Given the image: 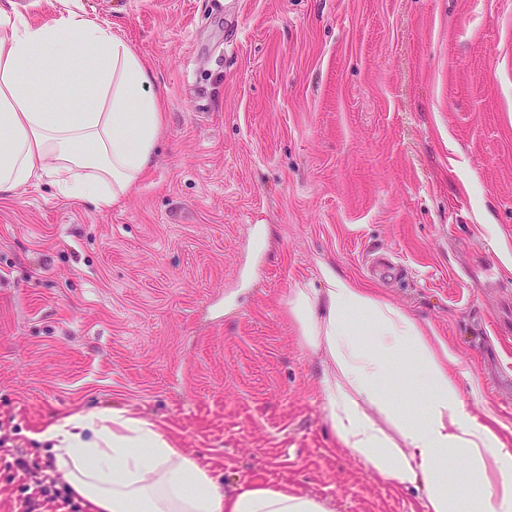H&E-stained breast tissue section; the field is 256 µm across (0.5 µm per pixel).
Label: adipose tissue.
Returning a JSON list of instances; mask_svg holds the SVG:
<instances>
[{"label":"adipose tissue","instance_id":"obj_1","mask_svg":"<svg viewBox=\"0 0 512 512\" xmlns=\"http://www.w3.org/2000/svg\"><path fill=\"white\" fill-rule=\"evenodd\" d=\"M163 94L108 26L71 12L41 23L0 6V197L49 180L65 197L111 205L151 168ZM322 286L289 302L325 365V420L383 484L418 490L425 512H512V449L471 414L457 359L401 309L320 265ZM406 385L419 405L393 397ZM90 512H329L283 488L225 494L220 475L147 420L78 412L40 436ZM466 479L448 476L449 463Z\"/></svg>","mask_w":512,"mask_h":512}]
</instances>
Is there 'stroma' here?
Returning a JSON list of instances; mask_svg holds the SVG:
<instances>
[{"instance_id":"35a3bbf8","label":"stroma","mask_w":512,"mask_h":512,"mask_svg":"<svg viewBox=\"0 0 512 512\" xmlns=\"http://www.w3.org/2000/svg\"><path fill=\"white\" fill-rule=\"evenodd\" d=\"M150 68L149 173L104 207L0 198V440L117 409L224 490L424 512L344 453L288 307L320 264L430 327L512 448V0H0ZM480 384L471 394L470 379Z\"/></svg>"}]
</instances>
